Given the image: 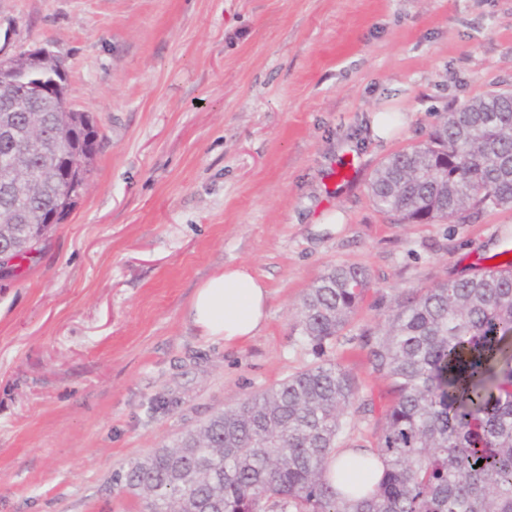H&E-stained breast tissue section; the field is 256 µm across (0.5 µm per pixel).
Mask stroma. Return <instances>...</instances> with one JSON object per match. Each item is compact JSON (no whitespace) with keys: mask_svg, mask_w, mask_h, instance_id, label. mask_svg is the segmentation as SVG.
<instances>
[{"mask_svg":"<svg viewBox=\"0 0 512 512\" xmlns=\"http://www.w3.org/2000/svg\"><path fill=\"white\" fill-rule=\"evenodd\" d=\"M40 44L100 147L74 209L0 278V512H140L115 472L326 361L369 405L338 447H374L392 394L370 335L401 294L488 269L512 209L395 224L368 182L440 114L512 89V0H0V51ZM336 264L371 286L320 348L295 313ZM227 266L270 290L232 347L187 318Z\"/></svg>","mask_w":512,"mask_h":512,"instance_id":"stroma-1","label":"stroma"}]
</instances>
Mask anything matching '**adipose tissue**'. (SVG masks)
<instances>
[{
    "instance_id": "ef3b65f1",
    "label": "adipose tissue",
    "mask_w": 512,
    "mask_h": 512,
    "mask_svg": "<svg viewBox=\"0 0 512 512\" xmlns=\"http://www.w3.org/2000/svg\"><path fill=\"white\" fill-rule=\"evenodd\" d=\"M270 291L247 268L228 267L196 289L187 317L201 335L223 339L231 346L255 336L267 317ZM370 453L363 448H342L327 462V475L338 480L359 481L373 490L380 473L363 470Z\"/></svg>"
}]
</instances>
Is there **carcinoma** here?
<instances>
[{"label":"carcinoma","mask_w":512,"mask_h":512,"mask_svg":"<svg viewBox=\"0 0 512 512\" xmlns=\"http://www.w3.org/2000/svg\"><path fill=\"white\" fill-rule=\"evenodd\" d=\"M10 96L0 124L20 128L30 102ZM35 107L49 134L25 163L31 191H6L10 148L0 143V218L24 260L48 224L79 198L72 183L37 185L54 155L77 184L94 156L87 130L51 99ZM368 192L397 224L464 221L485 210L512 208V90L491 91L449 110L428 139L389 156ZM370 287L366 269L334 265L302 297L301 334L324 345L337 339ZM374 373L389 380L393 400L371 453L384 463L375 491L343 493L324 476L325 462L351 414L355 377L329 363L289 376L210 418L174 445L155 448L114 474L144 512H512V263L413 290L394 302L369 339ZM482 465H477L479 460Z\"/></svg>","instance_id":"1"}]
</instances>
